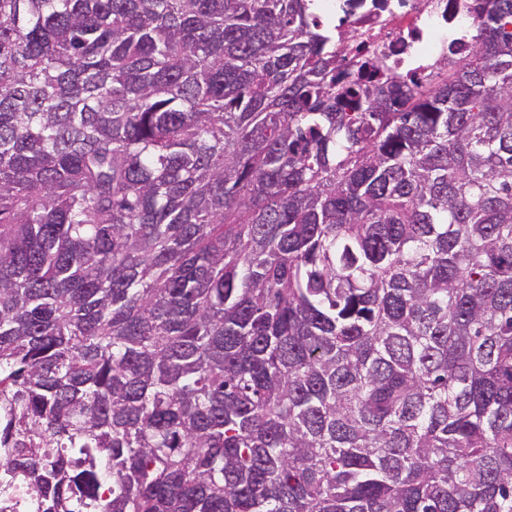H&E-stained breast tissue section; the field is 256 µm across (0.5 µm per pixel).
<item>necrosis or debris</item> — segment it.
Wrapping results in <instances>:
<instances>
[{
	"label": "necrosis or debris",
	"instance_id": "1",
	"mask_svg": "<svg viewBox=\"0 0 512 512\" xmlns=\"http://www.w3.org/2000/svg\"><path fill=\"white\" fill-rule=\"evenodd\" d=\"M483 0H317L319 18L348 32L350 43L387 68H415L434 80L429 63L448 48V31L473 29Z\"/></svg>",
	"mask_w": 512,
	"mask_h": 512
}]
</instances>
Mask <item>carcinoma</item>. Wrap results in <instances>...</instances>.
<instances>
[{"instance_id":"carcinoma-1","label":"carcinoma","mask_w":512,"mask_h":512,"mask_svg":"<svg viewBox=\"0 0 512 512\" xmlns=\"http://www.w3.org/2000/svg\"><path fill=\"white\" fill-rule=\"evenodd\" d=\"M313 0H0V486L41 512H512V0L420 91Z\"/></svg>"}]
</instances>
